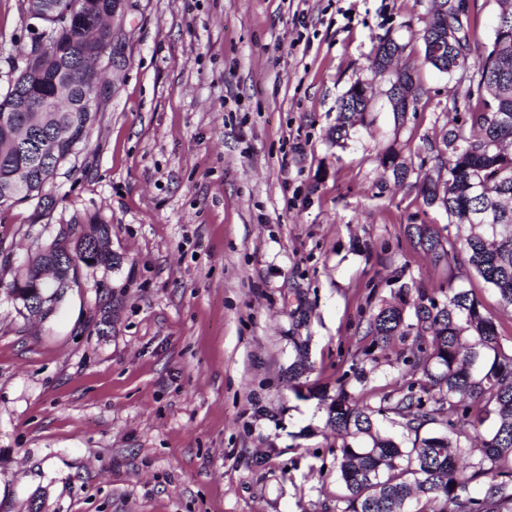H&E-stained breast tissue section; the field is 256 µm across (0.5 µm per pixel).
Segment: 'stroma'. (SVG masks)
<instances>
[{
    "label": "stroma",
    "instance_id": "stroma-1",
    "mask_svg": "<svg viewBox=\"0 0 512 512\" xmlns=\"http://www.w3.org/2000/svg\"><path fill=\"white\" fill-rule=\"evenodd\" d=\"M430 8L128 0L87 146L43 201L0 207V512H336L317 396L342 385L375 406L419 380L366 334L398 278L456 277L512 344V309L480 277L413 249L407 225L447 214L379 164L393 149L419 169L468 85L423 66L398 120L376 83L364 123L331 137L373 46L420 53ZM30 41L23 0H0V95ZM66 224L109 225L119 264L80 268L53 315L30 317L6 290ZM302 353L312 370L290 382Z\"/></svg>",
    "mask_w": 512,
    "mask_h": 512
}]
</instances>
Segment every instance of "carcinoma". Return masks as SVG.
<instances>
[{"label": "carcinoma", "instance_id": "carcinoma-1", "mask_svg": "<svg viewBox=\"0 0 512 512\" xmlns=\"http://www.w3.org/2000/svg\"><path fill=\"white\" fill-rule=\"evenodd\" d=\"M79 23L60 31L55 39L54 65L41 71L28 90L37 98L52 94L60 67H72L89 45L83 40V26L107 14L110 0H78ZM433 14L448 31L449 42L438 55L430 51L437 35L429 23L419 30L422 63L440 72L450 68L460 53H473L470 24H462L449 12L448 0H433ZM405 52L406 45L381 39L373 57L388 52ZM471 84L477 87L476 100H469L460 125L442 135V149L427 143L433 172L416 177L414 187L428 207L448 215L449 223L466 226L465 234L443 235L434 224H409L407 236L414 248L431 254L438 265L448 268L466 262L493 288L500 306L512 308V122L503 124L497 114L512 117V34L501 46V32L487 53L472 64ZM351 89V99L359 111L345 112L338 106L336 139H344L356 122L369 111L370 102ZM37 124L52 131L73 129L81 136L84 126H93L94 112H36ZM398 154L380 158L392 170L394 182L403 183L406 162H396ZM23 161L18 137L0 127V203L24 202L11 198L8 175ZM448 186L439 187L442 169ZM77 242L61 233L45 249L29 258L32 265L49 264L54 254L76 248ZM15 302L32 316L40 313L43 285L23 281ZM367 335L372 344L385 350L396 336H411L415 371L421 373L422 393L407 392L393 400L385 395L388 407H373L339 386L336 396L324 403L326 427L340 441L336 473L347 494L340 512H512V347L501 342L499 322L472 290L448 279L447 287L432 290L411 281L398 288L395 301L384 302L372 315ZM391 412L404 420L414 433L427 424L441 431L415 439L403 448L378 428L376 415ZM484 482L479 496L470 486Z\"/></svg>", "mask_w": 512, "mask_h": 512}]
</instances>
